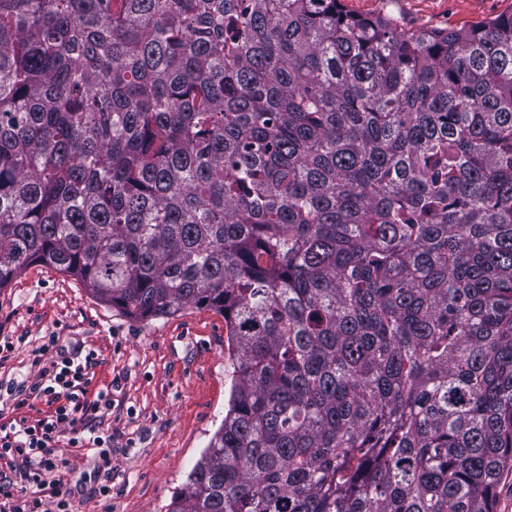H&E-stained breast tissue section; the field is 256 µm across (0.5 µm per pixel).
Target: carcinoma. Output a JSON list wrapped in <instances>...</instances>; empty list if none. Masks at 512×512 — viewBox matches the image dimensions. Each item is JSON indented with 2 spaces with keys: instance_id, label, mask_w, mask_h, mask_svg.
I'll return each mask as SVG.
<instances>
[{
  "instance_id": "obj_1",
  "label": "carcinoma",
  "mask_w": 512,
  "mask_h": 512,
  "mask_svg": "<svg viewBox=\"0 0 512 512\" xmlns=\"http://www.w3.org/2000/svg\"><path fill=\"white\" fill-rule=\"evenodd\" d=\"M224 316L167 512H496L512 468V14L0 0V288Z\"/></svg>"
}]
</instances>
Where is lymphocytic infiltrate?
<instances>
[{"instance_id": "obj_1", "label": "lymphocytic infiltrate", "mask_w": 512, "mask_h": 512, "mask_svg": "<svg viewBox=\"0 0 512 512\" xmlns=\"http://www.w3.org/2000/svg\"><path fill=\"white\" fill-rule=\"evenodd\" d=\"M58 338L43 337L35 349L38 374L30 384L7 388L17 407L46 405V412L0 423V460L9 462L12 479L0 480V512H78L69 491L63 490L61 473L67 465L56 453L59 445L92 448L97 452V493H112V438L89 435V421L112 408V394L90 395L91 371L96 352L84 358L55 360Z\"/></svg>"}]
</instances>
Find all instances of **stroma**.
Returning a JSON list of instances; mask_svg holds the SVG:
<instances>
[{
	"label": "stroma",
	"instance_id": "1",
	"mask_svg": "<svg viewBox=\"0 0 512 512\" xmlns=\"http://www.w3.org/2000/svg\"><path fill=\"white\" fill-rule=\"evenodd\" d=\"M368 17L387 13L405 29L475 25L505 12L512 0H341ZM53 334L59 348L94 350L92 390L111 388L112 409L91 422L112 437V496L93 493L94 453L66 448L63 482L79 512H166L228 409L231 378L223 317L185 306L134 321L94 298L56 268L35 264L0 288V336L16 348L0 362V383L36 372L32 352Z\"/></svg>",
	"mask_w": 512,
	"mask_h": 512
}]
</instances>
